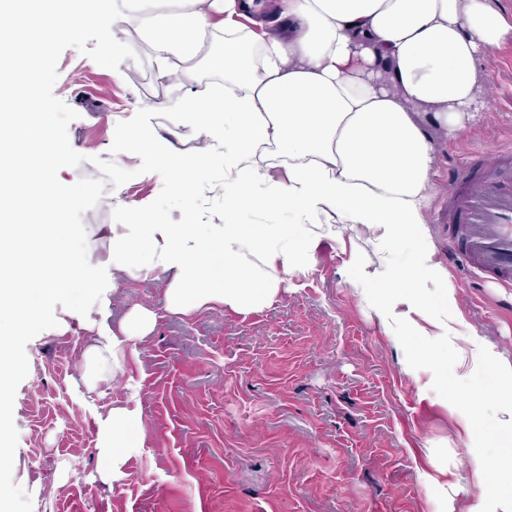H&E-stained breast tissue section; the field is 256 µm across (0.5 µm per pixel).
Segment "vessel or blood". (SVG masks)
Masks as SVG:
<instances>
[{
    "label": "vessel or blood",
    "mask_w": 512,
    "mask_h": 512,
    "mask_svg": "<svg viewBox=\"0 0 512 512\" xmlns=\"http://www.w3.org/2000/svg\"><path fill=\"white\" fill-rule=\"evenodd\" d=\"M448 221L461 245L454 253L478 277L512 286V149L487 157L480 173L448 187Z\"/></svg>",
    "instance_id": "obj_1"
}]
</instances>
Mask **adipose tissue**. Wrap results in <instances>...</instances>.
<instances>
[{"mask_svg": "<svg viewBox=\"0 0 512 512\" xmlns=\"http://www.w3.org/2000/svg\"><path fill=\"white\" fill-rule=\"evenodd\" d=\"M0 8L11 32L37 34L49 14L53 34L64 38L120 17L150 32L160 77L204 64L224 79L223 92L168 104L205 137L190 157H180L148 120L132 119L120 132L123 149L175 158L168 184L188 207L197 185L222 164L227 220L175 224L153 216L113 224L102 260L67 249L77 229L61 219L15 236L6 217L20 188L61 212L69 199L50 175L58 153L48 145L50 107L0 109V138L25 147L19 154L0 145V239L37 257L27 277L0 259V310L15 327L61 335L68 322L41 321L39 308L78 295L72 315L94 334L82 353L91 392L122 371L128 351L156 327V314L142 306L111 324L109 295L119 283L166 278L167 309L184 317L217 306L248 314L277 299L304 266L307 245L289 243L280 224L240 223L248 208L285 210L302 222L332 211L396 248L410 232H423L434 162L426 121L432 116L453 130L481 120L487 74L480 62L512 41L498 0H112L111 9L93 12L65 0H0ZM447 280L421 251L391 281L394 304L384 321L415 329L425 320L447 330L456 303ZM432 284L444 288L436 303ZM144 442L137 392L98 416L104 476L121 481Z\"/></svg>", "mask_w": 512, "mask_h": 512, "instance_id": "adipose-tissue-1", "label": "adipose tissue"}]
</instances>
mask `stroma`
Here are the masks:
<instances>
[{
  "mask_svg": "<svg viewBox=\"0 0 512 512\" xmlns=\"http://www.w3.org/2000/svg\"><path fill=\"white\" fill-rule=\"evenodd\" d=\"M114 36L137 57L121 75L75 49L58 62L54 94L77 114L72 147L87 162L58 173L62 183L98 177L91 157L114 159L132 180L106 190L82 216L88 252L106 257L105 229L115 207L152 202L155 173L140 158L111 154L118 122L138 109L182 153L199 130L166 109L191 92L202 73L167 81L156 71L148 38L132 22ZM488 82L482 119L455 134L432 131L436 160L424 209L433 260L448 272L456 307L448 333L420 336L387 325L384 283L415 255L397 251L336 213L295 223L281 212H246L248 224H284L288 237L311 241L306 270L262 310L216 308L193 318L166 310L165 280L121 284L112 320L137 306L154 310L153 333L127 354L114 382L83 393L82 351L90 335L78 322L66 334H13L21 367L4 391L0 438L12 450L0 470L8 512H500L512 487V395L483 403L493 363L512 364V288L478 278L448 252V185L467 157L512 145V42L483 59ZM142 381L146 441L129 457L125 478H102L98 415Z\"/></svg>",
  "mask_w": 512,
  "mask_h": 512,
  "instance_id": "1",
  "label": "stroma"
}]
</instances>
